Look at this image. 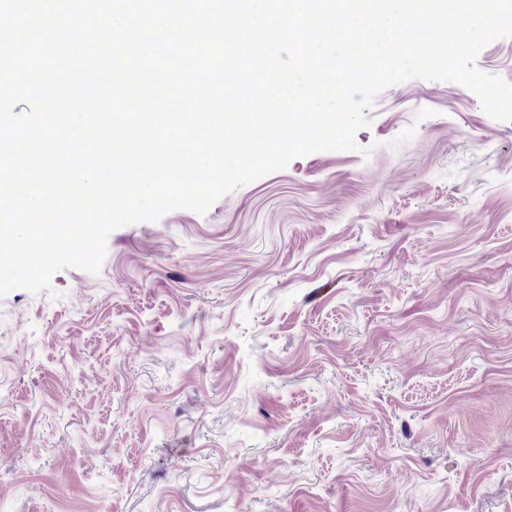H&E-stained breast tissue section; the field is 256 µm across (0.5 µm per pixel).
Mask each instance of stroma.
I'll use <instances>...</instances> for the list:
<instances>
[{"instance_id":"stroma-1","label":"stroma","mask_w":512,"mask_h":512,"mask_svg":"<svg viewBox=\"0 0 512 512\" xmlns=\"http://www.w3.org/2000/svg\"><path fill=\"white\" fill-rule=\"evenodd\" d=\"M366 116L0 298L8 512H512V121Z\"/></svg>"}]
</instances>
